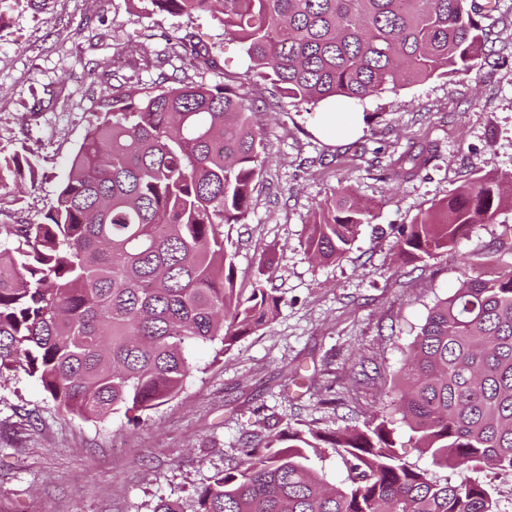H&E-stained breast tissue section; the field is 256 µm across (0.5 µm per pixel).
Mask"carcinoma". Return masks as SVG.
<instances>
[{
	"label": "carcinoma",
	"instance_id": "carcinoma-1",
	"mask_svg": "<svg viewBox=\"0 0 512 512\" xmlns=\"http://www.w3.org/2000/svg\"><path fill=\"white\" fill-rule=\"evenodd\" d=\"M141 13H207L237 39L249 80L293 105L362 100L417 82L468 74L486 34L468 0H139ZM147 87L112 88L35 222L0 224V379L23 373L58 408L84 420L142 414L177 395L196 370L272 323L271 277L235 286L224 225L248 213L261 172L253 104L229 84L186 83L164 71L175 56L211 63L207 46L175 29ZM424 151L388 168L417 176ZM43 177L33 154L0 150V205L16 204L18 177ZM512 172L479 175L397 227L405 261L452 249L474 224L512 209ZM375 206L340 188L307 225L305 251L340 260ZM402 421L433 463L464 475L440 482L395 451L387 418L331 431L287 426L233 471L196 490L193 512H498L480 478L512 472V270L463 274L428 311L400 373ZM332 449L347 477L329 483L312 457Z\"/></svg>",
	"mask_w": 512,
	"mask_h": 512
}]
</instances>
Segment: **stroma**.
<instances>
[{
    "label": "stroma",
    "instance_id": "stroma-1",
    "mask_svg": "<svg viewBox=\"0 0 512 512\" xmlns=\"http://www.w3.org/2000/svg\"><path fill=\"white\" fill-rule=\"evenodd\" d=\"M487 34L465 76L431 78L395 94L351 102L359 135L325 129V103L294 106L267 83L245 80L250 62L207 16H142L134 0H54L50 14L14 11L0 33V149L28 147L46 177L0 222L36 221L114 85L151 83L143 57L163 54L162 31L181 28L211 46L216 66L170 58L195 83L242 86L264 138L262 174L250 211L224 227L236 285L250 291L271 264L282 298L268 327L224 357L194 349L196 371L181 392L131 427L124 415L85 421L59 409L20 374L0 381V512H152L159 499L193 507L196 487L244 457V433L270 425L328 431L383 414L397 451L441 479L415 448L396 402L400 369L429 308L456 288L462 267L485 278L512 268L504 245L512 210L474 225L455 247L410 264L394 254L391 227L487 172L512 171V0H474ZM432 156L405 180L387 171L409 145ZM341 186L377 203L345 256L320 264L304 249L319 203Z\"/></svg>",
    "mask_w": 512,
    "mask_h": 512
}]
</instances>
